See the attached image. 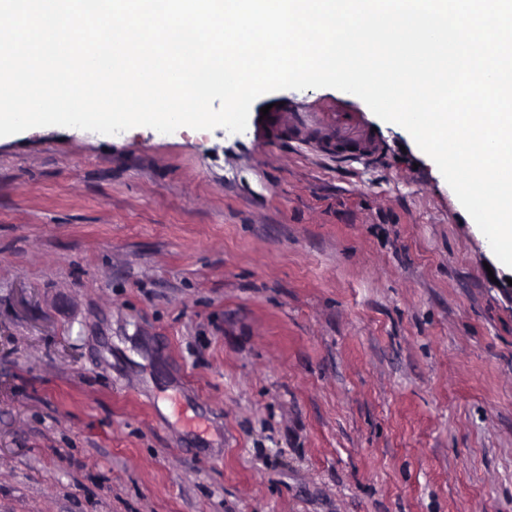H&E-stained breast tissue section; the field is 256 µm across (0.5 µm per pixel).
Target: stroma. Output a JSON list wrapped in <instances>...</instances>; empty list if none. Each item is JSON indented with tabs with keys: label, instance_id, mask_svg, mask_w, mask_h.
<instances>
[{
	"label": "stroma",
	"instance_id": "1",
	"mask_svg": "<svg viewBox=\"0 0 512 512\" xmlns=\"http://www.w3.org/2000/svg\"><path fill=\"white\" fill-rule=\"evenodd\" d=\"M495 259L333 88L0 137V512H512Z\"/></svg>",
	"mask_w": 512,
	"mask_h": 512
}]
</instances>
